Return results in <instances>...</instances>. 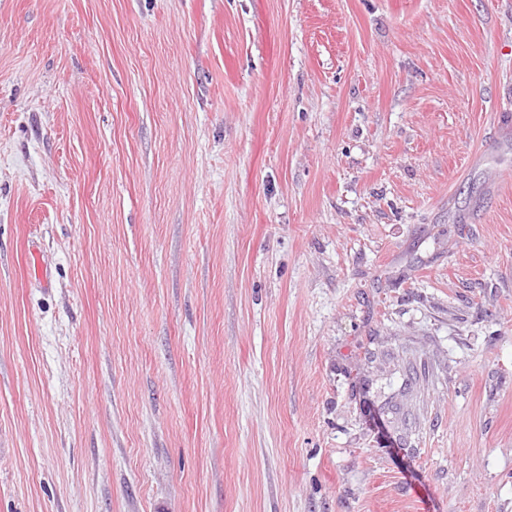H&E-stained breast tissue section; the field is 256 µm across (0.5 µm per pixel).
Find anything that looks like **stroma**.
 <instances>
[{
	"label": "stroma",
	"instance_id": "1",
	"mask_svg": "<svg viewBox=\"0 0 512 512\" xmlns=\"http://www.w3.org/2000/svg\"><path fill=\"white\" fill-rule=\"evenodd\" d=\"M512 0H0V512H512Z\"/></svg>",
	"mask_w": 512,
	"mask_h": 512
}]
</instances>
